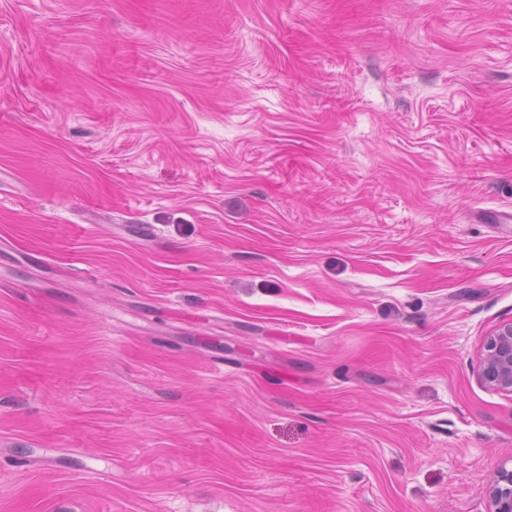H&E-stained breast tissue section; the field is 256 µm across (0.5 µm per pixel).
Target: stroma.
<instances>
[{
    "label": "stroma",
    "mask_w": 512,
    "mask_h": 512,
    "mask_svg": "<svg viewBox=\"0 0 512 512\" xmlns=\"http://www.w3.org/2000/svg\"><path fill=\"white\" fill-rule=\"evenodd\" d=\"M511 212L512 0H0V512H488ZM479 380L489 388L512 392V318L498 324L484 342Z\"/></svg>",
    "instance_id": "stroma-1"
}]
</instances>
